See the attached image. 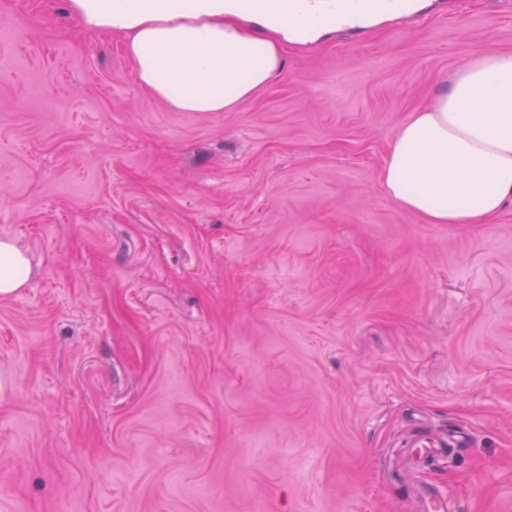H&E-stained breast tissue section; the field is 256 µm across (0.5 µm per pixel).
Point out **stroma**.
Listing matches in <instances>:
<instances>
[{"instance_id": "stroma-1", "label": "stroma", "mask_w": 512, "mask_h": 512, "mask_svg": "<svg viewBox=\"0 0 512 512\" xmlns=\"http://www.w3.org/2000/svg\"><path fill=\"white\" fill-rule=\"evenodd\" d=\"M285 45L232 112L145 92L120 36L0 0V512H512V205L431 224L388 144L512 0ZM465 445L428 461L417 435ZM32 262L11 239H0V295L9 296L28 283Z\"/></svg>"}]
</instances>
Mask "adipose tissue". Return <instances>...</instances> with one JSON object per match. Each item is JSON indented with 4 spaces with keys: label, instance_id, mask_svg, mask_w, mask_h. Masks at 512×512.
<instances>
[{
    "label": "adipose tissue",
    "instance_id": "1",
    "mask_svg": "<svg viewBox=\"0 0 512 512\" xmlns=\"http://www.w3.org/2000/svg\"><path fill=\"white\" fill-rule=\"evenodd\" d=\"M88 33L125 40L145 91L180 112H232L281 70L288 0H65ZM386 195L431 224H486L512 200V53L470 58L391 138ZM26 252L0 239V295L23 288Z\"/></svg>",
    "mask_w": 512,
    "mask_h": 512
}]
</instances>
